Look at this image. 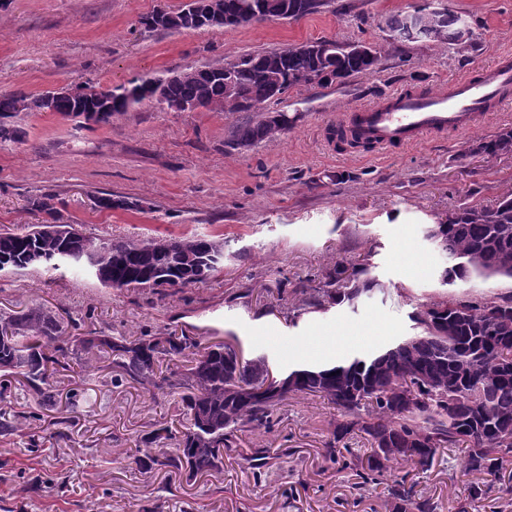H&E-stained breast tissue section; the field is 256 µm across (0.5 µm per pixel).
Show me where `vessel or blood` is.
I'll return each instance as SVG.
<instances>
[{
	"label": "vessel or blood",
	"mask_w": 512,
	"mask_h": 512,
	"mask_svg": "<svg viewBox=\"0 0 512 512\" xmlns=\"http://www.w3.org/2000/svg\"><path fill=\"white\" fill-rule=\"evenodd\" d=\"M511 88L512 58L505 56L480 78L465 76L436 92H399L362 109L341 113L336 127L357 132L376 148L410 145L430 133L462 132L479 124Z\"/></svg>",
	"instance_id": "b4317fda"
}]
</instances>
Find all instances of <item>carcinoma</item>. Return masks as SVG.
I'll return each instance as SVG.
<instances>
[{"instance_id":"cac0c4a2","label":"carcinoma","mask_w":512,"mask_h":512,"mask_svg":"<svg viewBox=\"0 0 512 512\" xmlns=\"http://www.w3.org/2000/svg\"><path fill=\"white\" fill-rule=\"evenodd\" d=\"M275 2L280 20H296L320 11L331 0H222L227 26L265 20L261 6ZM421 29L409 23V13L386 21L389 32L403 42L454 44L465 51L462 17L444 6L423 3ZM148 32H182L206 29L212 23L193 18L188 5L177 10L160 7L140 20ZM380 51L362 43L320 40L288 50L240 55L222 64L189 66L173 75L164 87L166 99L187 102L209 112H247L293 89L309 90L334 81L375 72ZM143 99L128 101L112 96V106L101 121L151 100L154 78L135 80ZM78 104L68 97L30 96L19 91L0 96V117L18 112H58L72 115ZM283 110L258 115L235 128L230 147L253 146L277 133L294 128L284 123ZM471 152L486 156L512 153V127L494 138L476 141ZM55 195L44 194L33 205L49 216L44 224L0 230V272L40 267L47 272L65 268L84 271L101 286L124 288H187L205 283L221 267L224 243L202 237L112 240L90 235L78 243L63 241L48 232L61 227ZM437 242L448 255L444 277L449 282L473 278H512V198L496 205L466 206L453 221L434 226ZM377 283L345 275L336 266L325 273V287L310 306L327 310L353 305ZM412 319L420 333L388 346L356 356L329 368L299 367L275 372L266 357L242 363L228 345L200 347L191 336L172 333L110 336L103 331L87 336H67L59 315L48 308H32L9 316L0 315V372L20 377L40 397L55 403L50 379L70 369L68 354L110 353L121 380L181 392L190 421L175 452L146 456L147 466L157 465L193 478L222 468L224 452H239L252 462L262 448L240 447V434L271 424L274 410L290 395L326 398L336 406L339 418L330 423L326 456L350 435L364 437L370 451L363 484L375 480L392 465L430 464L438 452L465 445L466 469L478 475L471 486L472 500L512 495V296L507 298L448 297L434 300ZM195 354L183 373L163 365ZM414 483L402 477L388 490L392 512H434L429 499L414 498Z\"/></svg>"}]
</instances>
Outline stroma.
Instances as JSON below:
<instances>
[{
    "label": "stroma",
    "mask_w": 512,
    "mask_h": 512,
    "mask_svg": "<svg viewBox=\"0 0 512 512\" xmlns=\"http://www.w3.org/2000/svg\"><path fill=\"white\" fill-rule=\"evenodd\" d=\"M184 0H7L0 7V95H37L64 83L118 87L191 65L218 64L319 40L362 41L379 67L347 84L289 91L282 107L299 119L288 133L235 150L227 141L245 112H173L147 105L109 123L55 112H20L18 142L0 141V229L44 222L33 205L55 194L61 220L110 239L204 236L224 244V267L206 284L150 292L112 290L71 271L0 276V314L43 306L74 322L77 335L185 332L202 345L228 343L275 369L309 364L317 338L332 337L331 361L417 334L412 315L450 294L512 295V279L447 285V259L428 231L458 208L512 195V154H470L479 139L512 127V103L470 131L363 156L329 148L338 112L401 90H434L478 75L512 53V0H435L465 18L466 51L390 38L386 19L418 0H333L297 20L159 33L142 16ZM127 200L104 210L96 197ZM366 267L374 290L355 305L305 306L336 265ZM111 355L52 379L56 402L39 405L21 382L0 387V417L24 416L21 432L0 436V512H389L387 490L412 472L415 497L435 512H512L502 501L473 503L474 475L463 451L442 452L428 469L398 464L383 483L362 485L357 469L325 456L337 410L314 395L289 396L271 428L242 433L245 448L268 455L252 466L236 455L220 471L187 479L139 460L173 452L152 442L186 422L179 393L113 382Z\"/></svg>",
    "instance_id": "stroma-1"
}]
</instances>
